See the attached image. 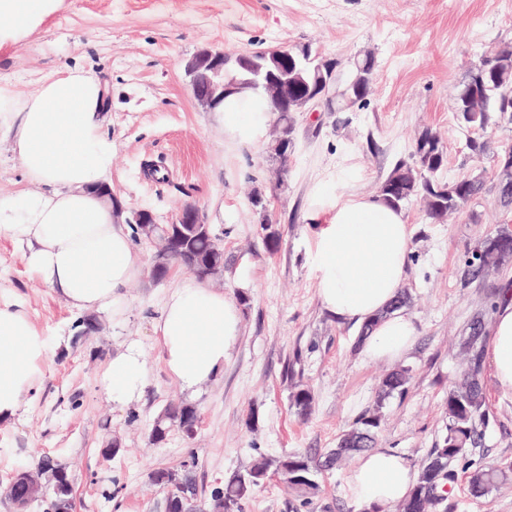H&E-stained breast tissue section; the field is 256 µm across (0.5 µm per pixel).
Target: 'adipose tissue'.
Returning <instances> with one entry per match:
<instances>
[{
    "label": "adipose tissue",
    "instance_id": "ef3b65f1",
    "mask_svg": "<svg viewBox=\"0 0 512 512\" xmlns=\"http://www.w3.org/2000/svg\"><path fill=\"white\" fill-rule=\"evenodd\" d=\"M63 0H0V45L38 33ZM105 88L93 73L64 68L31 94L18 96L0 83V132L34 192L0 195V236L26 243L28 267L80 312L120 315L123 289L144 270L141 253L111 202L97 193L112 172V143L102 132ZM217 111L228 143L257 141L272 118L263 96L245 90L227 96ZM314 224L312 262L323 309L342 323L377 326L361 344L373 360L394 361L412 346L411 317L389 305L400 293L411 233L402 209L380 195L341 198L316 188L310 200ZM241 322L236 299L184 277L168 293L153 323L163 360L185 391L215 380L235 343ZM50 341L18 302L0 300V421L17 416L34 390ZM501 398L512 400V301L495 315L489 345ZM145 386V362L137 347L117 352L103 374L112 402L127 405ZM365 507L387 512L415 486L400 454L376 448L360 454L348 477Z\"/></svg>",
    "mask_w": 512,
    "mask_h": 512
}]
</instances>
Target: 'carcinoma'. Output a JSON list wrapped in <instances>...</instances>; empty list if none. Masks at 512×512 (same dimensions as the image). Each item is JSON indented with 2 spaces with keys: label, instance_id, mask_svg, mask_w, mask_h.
<instances>
[{
  "label": "carcinoma",
  "instance_id": "cac0c4a2",
  "mask_svg": "<svg viewBox=\"0 0 512 512\" xmlns=\"http://www.w3.org/2000/svg\"><path fill=\"white\" fill-rule=\"evenodd\" d=\"M306 54L295 56L288 67V112H281L273 138L268 145L267 160L276 167L277 175H282L288 167L286 146L293 141L294 121L292 113L301 112L306 107L305 96L314 86V77L320 60L312 55L310 48ZM269 76L257 77V83L249 80L250 74L241 69H232L224 74V79L234 78L237 89H248L268 97L272 108H278L283 96L282 84L275 77L270 59L263 60ZM486 71L483 82L476 87L462 86L455 97V111L470 127L486 129L495 122V114L501 111L503 94L512 89V40L499 42L484 56ZM374 60L366 53L358 59L350 75L336 86V98L329 101L330 112H342L366 103L372 91ZM446 153L436 133L426 128L415 139L411 161L400 160L382 182L378 194L389 204L401 208L416 199L423 203L426 215L435 223L442 222L448 215L478 198L484 184L477 179L460 178L453 181L440 179L445 165ZM222 257L218 238L198 237L185 244L175 242L169 248V262L172 266L188 270L200 268L214 258ZM512 261V232L503 229L479 242V251L472 253L467 262L468 275L472 279L484 276L492 269ZM485 314H476L470 323V335L461 346L465 357V369L448 391V422L445 434L435 445L421 468L416 484L397 507L398 512H440V505L446 499L444 486L455 479L454 464L467 446L478 444L481 434L477 423L484 420L485 396L480 379L483 365V350L478 343L483 338ZM409 382V369L398 367L387 373L379 383L374 405L365 410L355 422V427L340 438L337 448L325 457L319 458L307 453L294 452L284 456L262 455L249 468L237 471L224 479L218 491L224 494V508L227 512H241L242 502L249 498L253 490L260 486L256 478L266 477L280 471L286 465L291 470L288 487L297 496L308 498L319 492L316 475L322 470H331L354 455L368 450L371 440L363 433L376 432L382 422V409L387 399L405 391ZM313 395L310 389L301 388L291 396L295 413L305 418L310 414ZM159 428L152 432V441L160 443L168 433L198 418L194 406L185 403H171L160 414ZM180 481L168 491L169 498H177L185 493H196V481L192 468H177ZM506 477V471L498 468L477 469L470 478L471 492L476 497L488 494Z\"/></svg>",
  "mask_w": 512,
  "mask_h": 512
}]
</instances>
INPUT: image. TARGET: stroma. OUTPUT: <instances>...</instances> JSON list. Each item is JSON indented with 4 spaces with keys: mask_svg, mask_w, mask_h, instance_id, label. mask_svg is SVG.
I'll list each match as a JSON object with an SVG mask.
<instances>
[{
    "mask_svg": "<svg viewBox=\"0 0 512 512\" xmlns=\"http://www.w3.org/2000/svg\"><path fill=\"white\" fill-rule=\"evenodd\" d=\"M511 39L512 0H65L37 35L1 48L0 80L20 95L65 66L98 76L107 90L103 132L112 142L113 194L127 208L150 210L160 224L196 205L224 247V277L215 289L247 292L249 302L222 375L190 393L169 375L152 329L182 270L161 282L142 275L125 291L122 316L97 313L98 331L86 334L81 313L29 270L25 245L1 237L0 295L23 301L51 350L35 399L0 423V512H17L7 496L13 473L46 457L66 467L75 512H164L150 474L186 460L194 464L199 501H209L213 487L258 454L319 455L335 447L397 365L409 368L410 380L404 394L386 401L375 445L420 471L445 432L448 390L470 321L496 288L512 283V264L464 278L469 248L512 229L494 158L473 154L468 143L510 144L512 124L481 131L454 110L467 68ZM302 45L344 62L372 52L374 92L350 112L294 113L295 147L280 187L267 140L225 143L217 113L197 105L184 63L204 48L235 56ZM425 128L446 148L443 179L478 174L485 190L440 224L419 202L406 204L412 236L404 287L417 336L393 364L366 358L357 327L323 311L310 258L309 199L323 184L344 196L377 193ZM256 189L280 234L274 252L250 203ZM131 344L144 354L145 387L122 406L104 395L102 375L112 355ZM481 381L487 420L478 446L454 466L448 512H512V402L499 398L490 368ZM302 385L313 394L305 421L290 403ZM172 401L197 408V434L189 439L174 430L153 443L154 421ZM115 440L118 453L103 457ZM489 467L505 469L507 478L474 497L470 476ZM348 475L345 468L320 474V491L305 505L270 477L242 512H361Z\"/></svg>",
    "mask_w": 512,
    "mask_h": 512,
    "instance_id": "stroma-1",
    "label": "stroma"
}]
</instances>
